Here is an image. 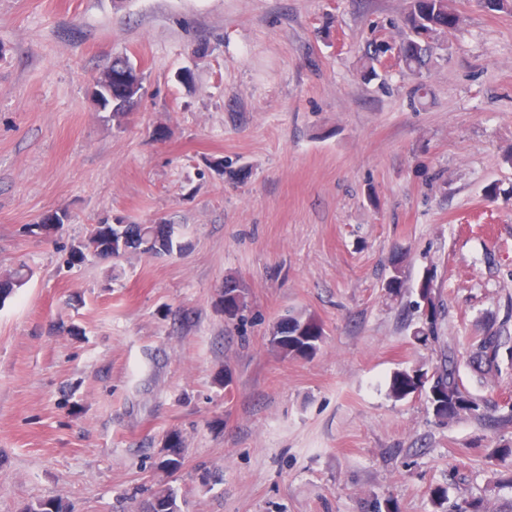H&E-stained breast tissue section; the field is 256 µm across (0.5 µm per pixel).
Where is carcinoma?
I'll return each instance as SVG.
<instances>
[{
    "label": "carcinoma",
    "mask_w": 512,
    "mask_h": 512,
    "mask_svg": "<svg viewBox=\"0 0 512 512\" xmlns=\"http://www.w3.org/2000/svg\"><path fill=\"white\" fill-rule=\"evenodd\" d=\"M403 22L407 32L398 44L399 62L412 73L419 71L431 56L439 38L456 30L460 15L451 7L450 0H406ZM386 43L370 44L364 55V73L372 75L375 63L382 54L391 50ZM64 221L54 212L44 216L29 229L36 234L51 235L63 230ZM190 243L177 239L172 224H105L93 225L87 239L73 247L68 265L81 263L86 254L110 255L120 258L131 252L154 257L170 256L183 252ZM28 271L20 266L0 274V302L23 287L28 281ZM224 313L228 319L236 318L246 308L245 293L233 280L224 286ZM322 338L318 324L310 318L286 316L276 323L269 336L272 348L288 355L309 356L317 350ZM504 337L497 330L479 338L476 352L470 355V362L476 369L490 370L497 364ZM459 355L448 353V363L435 368L433 373L410 375L400 373L393 379L391 392L397 398L405 397L419 389H426L434 416L441 422L473 414L480 409L478 400L464 385L457 371ZM183 464L182 440L178 434L170 435L164 443L160 469L177 471ZM29 512H68V505L58 498L40 500ZM142 512H182L173 489L166 487L154 491L145 503Z\"/></svg>",
    "instance_id": "1"
}]
</instances>
